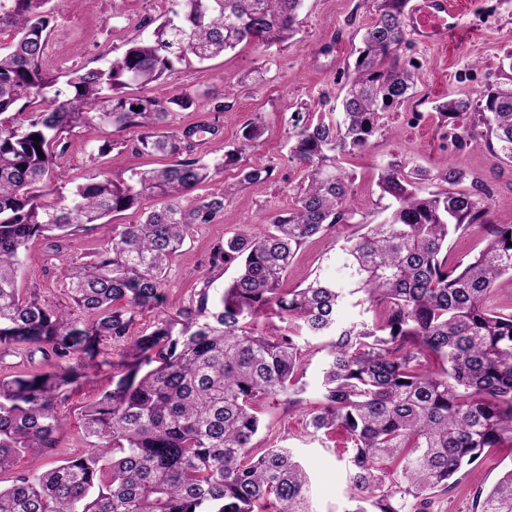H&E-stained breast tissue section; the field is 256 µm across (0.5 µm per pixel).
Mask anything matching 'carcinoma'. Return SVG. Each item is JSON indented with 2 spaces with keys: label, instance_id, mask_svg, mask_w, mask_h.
<instances>
[{
  "label": "carcinoma",
  "instance_id": "obj_1",
  "mask_svg": "<svg viewBox=\"0 0 512 512\" xmlns=\"http://www.w3.org/2000/svg\"><path fill=\"white\" fill-rule=\"evenodd\" d=\"M51 2L0 0V33H12L0 43V358L15 350L41 355L39 370L0 379V472L21 455L56 447L66 428L58 407L83 376L79 361L96 358L102 338L129 337L136 314L160 305L186 239L226 219L222 184L192 192L263 135L254 122L225 161L185 158L201 137L219 133L225 106L170 129L173 107L192 108L195 95L129 97L125 89H148L191 57L288 41L302 0H169L165 19L127 41L108 66L62 76L43 64ZM365 3L373 17L343 112L288 118L289 160L305 172L293 206L273 215L265 234L242 228L213 245L210 270L238 267L221 294L204 281L188 306L158 313L151 331L132 338L121 362L102 360L113 368L112 388L81 412L87 452L15 477L0 488V512H312L309 476L291 450L258 452L255 443L267 403L303 404L299 335L327 338L309 425L350 439L357 494L344 512H431L434 497L455 489L490 449L512 448V309L496 305L500 285L512 279V225L491 222L477 176L388 165L378 186L395 207L385 223L363 224L344 239L343 275L316 271L301 288L283 287L311 238L357 214L340 158L366 149L385 113L413 94L417 65L400 56L407 0ZM506 59L502 85L436 110L448 117L456 150L482 144L512 164V54ZM81 128L101 134V155L118 144L110 134L136 131V150L176 161L126 181L101 172L70 189L56 159ZM270 175L248 167L241 183ZM467 179L471 189H455ZM421 180L448 188L422 195ZM146 198L159 207L138 223H109ZM88 224L106 228V246L61 267L69 303L48 304L18 288L31 240L60 253ZM474 229L483 246L448 265L452 237ZM349 303L374 320L342 322ZM273 317L293 332L263 331L260 321ZM474 510L512 512V468L491 489L476 490Z\"/></svg>",
  "mask_w": 512,
  "mask_h": 512
}]
</instances>
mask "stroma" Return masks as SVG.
Masks as SVG:
<instances>
[{"label":"stroma","instance_id":"35a3bbf8","mask_svg":"<svg viewBox=\"0 0 512 512\" xmlns=\"http://www.w3.org/2000/svg\"><path fill=\"white\" fill-rule=\"evenodd\" d=\"M458 2L459 29L446 45L425 44L409 36L402 55L419 65L412 97L387 113L369 148L341 162L350 177V196L361 207L360 215L354 223L337 225L310 239L289 268L285 287L303 284L320 265L336 267L338 247L355 233L357 225L378 224L387 218V210L378 202V175L391 162L407 170L416 167L429 171L430 176L448 168L479 174L484 184L494 189L493 222L512 225V164L499 161L482 145L461 152L449 147L444 137L448 121L435 109L436 103L448 96L474 98L495 82L501 60L512 53V0ZM51 5L54 30L46 50V67L54 73L84 64L99 66L120 56L125 40L142 35L143 21L161 20L169 10L168 0H96L88 8L77 7L73 0H52ZM370 19L362 0H303L298 31L287 42L268 49L242 44L211 60L190 59L177 64L154 87V94L160 96L176 89L198 95L195 108L171 113L169 126L173 129L196 125L219 103L231 105L221 132L207 137L196 150L197 156L208 162L225 164L219 179L224 184V208L231 221L204 224L194 230L168 270L161 310L176 313L205 284L211 291L222 290L230 272L218 273L208 283L203 280L213 244L235 224L255 233L266 232L271 214L291 205L302 170L289 159L287 120L303 106L314 116L340 108L360 47L361 30ZM116 26L122 27V36H113ZM262 65L267 68L265 81L257 86L247 76ZM257 117L265 127L258 146L240 162L225 163L226 151L240 138L244 126ZM122 138V144L100 158L96 155V135L83 131L72 139L59 164L78 183L103 170L125 180L132 172L165 164V157L133 150L135 134L126 132ZM250 166L270 168L272 174L262 183H241V168ZM104 243L105 233L96 226L69 237L60 257L47 248L45 240H33L19 272V288L37 291L51 302L66 301L59 279L63 257L92 254ZM109 385L107 371L92 370L83 376L79 387L59 408L67 428L57 447L37 459H19L13 472L0 474V485L9 486L14 474L48 468L83 453L87 444L81 430V409ZM261 420L258 446L276 445L294 451L310 477L313 512H343L351 493L344 438L332 441L312 435L306 410L281 401L267 405ZM510 468L512 451H490L474 474L463 478L448 495L436 497L434 512H473L476 489L492 487Z\"/></svg>","mask_w":512,"mask_h":512}]
</instances>
